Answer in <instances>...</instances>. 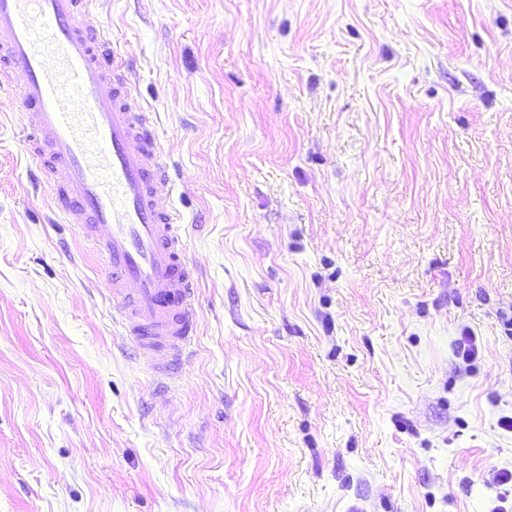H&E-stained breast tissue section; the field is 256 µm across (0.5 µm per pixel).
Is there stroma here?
Returning a JSON list of instances; mask_svg holds the SVG:
<instances>
[{
	"label": "stroma",
	"instance_id": "1",
	"mask_svg": "<svg viewBox=\"0 0 512 512\" xmlns=\"http://www.w3.org/2000/svg\"><path fill=\"white\" fill-rule=\"evenodd\" d=\"M198 279L167 389L0 84V512H512V0H94Z\"/></svg>",
	"mask_w": 512,
	"mask_h": 512
}]
</instances>
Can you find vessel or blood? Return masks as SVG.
<instances>
[{
  "label": "vessel or blood",
  "instance_id": "1",
  "mask_svg": "<svg viewBox=\"0 0 512 512\" xmlns=\"http://www.w3.org/2000/svg\"><path fill=\"white\" fill-rule=\"evenodd\" d=\"M90 0H0V80L25 109L26 142L55 183L62 223L80 225L126 288L124 324L158 371L177 372L195 333L196 282L168 165L148 115L104 30L86 27Z\"/></svg>",
  "mask_w": 512,
  "mask_h": 512
}]
</instances>
